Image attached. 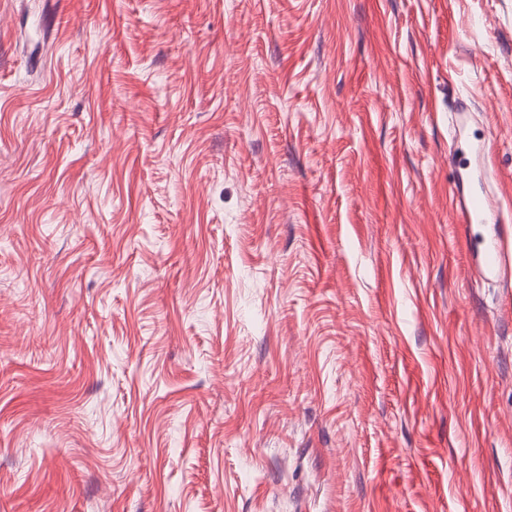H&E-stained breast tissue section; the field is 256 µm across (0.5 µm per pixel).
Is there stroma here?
<instances>
[{
    "label": "stroma",
    "instance_id": "stroma-1",
    "mask_svg": "<svg viewBox=\"0 0 512 512\" xmlns=\"http://www.w3.org/2000/svg\"><path fill=\"white\" fill-rule=\"evenodd\" d=\"M476 144L512 0H0V512H512ZM452 203H455V217L460 224H505L496 212V201L488 192H473L463 181H457L451 188Z\"/></svg>",
    "mask_w": 512,
    "mask_h": 512
}]
</instances>
